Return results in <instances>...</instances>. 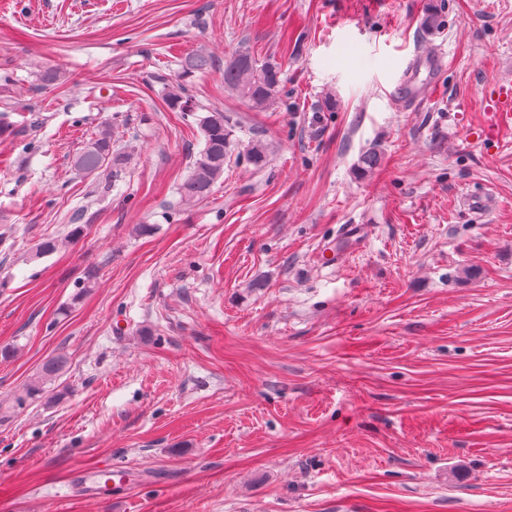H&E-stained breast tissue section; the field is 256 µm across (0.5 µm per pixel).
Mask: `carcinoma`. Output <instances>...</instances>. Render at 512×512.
Returning a JSON list of instances; mask_svg holds the SVG:
<instances>
[{
	"label": "carcinoma",
	"mask_w": 512,
	"mask_h": 512,
	"mask_svg": "<svg viewBox=\"0 0 512 512\" xmlns=\"http://www.w3.org/2000/svg\"><path fill=\"white\" fill-rule=\"evenodd\" d=\"M212 67V59L196 53L180 61L179 80L169 90V104L181 112H194L193 101L186 94L185 80ZM280 70L269 62L262 61L249 51H240L224 60V88L245 98L256 109L272 107L280 92ZM203 133V148L196 157L190 174L178 188L180 202L192 205L205 198L213 185L224 174V161L237 151H242L245 160L255 169L266 168L269 153L266 144L255 138L246 146L234 134L230 118L220 111H213L199 118ZM128 157L112 153V129L104 125L96 138L74 160L76 170L85 175H94L105 191L112 189L111 176L117 172ZM66 359L56 356L45 361L40 370L29 379L23 394L15 398L21 406L29 400L42 397L47 385L64 369Z\"/></svg>",
	"instance_id": "obj_1"
}]
</instances>
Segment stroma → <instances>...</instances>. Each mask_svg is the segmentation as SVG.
Returning a JSON list of instances; mask_svg holds the SVG:
<instances>
[{"label":"stroma","mask_w":512,"mask_h":512,"mask_svg":"<svg viewBox=\"0 0 512 512\" xmlns=\"http://www.w3.org/2000/svg\"><path fill=\"white\" fill-rule=\"evenodd\" d=\"M431 46V101L393 106ZM242 49L273 109L225 90ZM507 75L512 0H0V512H512V129L479 136ZM210 111L269 164L180 207ZM105 122L104 194L72 160ZM280 85L279 68L249 51H239L224 60V88L236 92L256 109L271 108ZM213 60L206 54L196 53L180 61L179 80L169 90V104L179 112H196L193 101L186 94L184 81L198 73H204L212 67ZM74 225L73 228H71L65 237V240L62 241V239H57L55 237L51 238H45L42 242H40L37 246L35 256H45L52 254L56 251H58L62 246L63 243H69L77 240L82 233L84 232V225L83 224H72ZM67 239V240H66ZM65 364L66 359L63 356H56L45 361L40 370L29 379L23 394L15 398L16 404L22 406L28 400L41 398L47 391V385L62 372Z\"/></svg>","instance_id":"1"}]
</instances>
